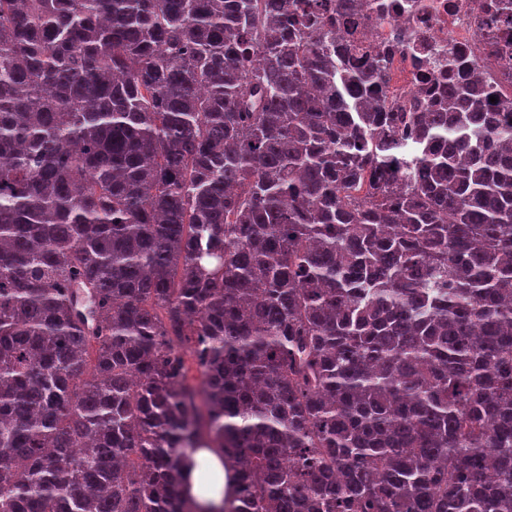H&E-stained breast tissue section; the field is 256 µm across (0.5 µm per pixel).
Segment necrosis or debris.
Segmentation results:
<instances>
[{"instance_id": "necrosis-or-debris-1", "label": "necrosis or debris", "mask_w": 512, "mask_h": 512, "mask_svg": "<svg viewBox=\"0 0 512 512\" xmlns=\"http://www.w3.org/2000/svg\"><path fill=\"white\" fill-rule=\"evenodd\" d=\"M512 0H365L355 27L337 25V47L357 43L384 59L380 86L394 111L429 106L449 68L512 88Z\"/></svg>"}]
</instances>
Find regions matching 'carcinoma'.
Segmentation results:
<instances>
[{
    "instance_id": "carcinoma-1",
    "label": "carcinoma",
    "mask_w": 512,
    "mask_h": 512,
    "mask_svg": "<svg viewBox=\"0 0 512 512\" xmlns=\"http://www.w3.org/2000/svg\"><path fill=\"white\" fill-rule=\"evenodd\" d=\"M332 25L0 0V512H512V95ZM192 458L199 467L191 472L189 478L191 495L203 507L222 506L232 495L233 481L224 471V456L211 448L197 449Z\"/></svg>"
}]
</instances>
